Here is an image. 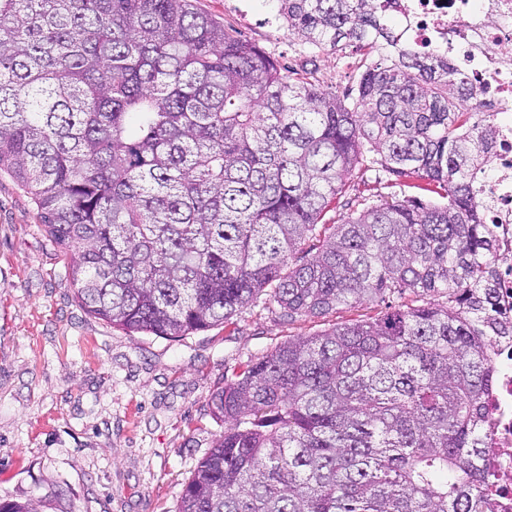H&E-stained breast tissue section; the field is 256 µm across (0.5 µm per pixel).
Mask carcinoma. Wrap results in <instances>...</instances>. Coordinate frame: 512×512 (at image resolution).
Listing matches in <instances>:
<instances>
[{"label": "carcinoma", "instance_id": "1", "mask_svg": "<svg viewBox=\"0 0 512 512\" xmlns=\"http://www.w3.org/2000/svg\"><path fill=\"white\" fill-rule=\"evenodd\" d=\"M280 12L304 43L357 44L352 105L196 0H0V171L71 252L82 307L128 334L188 336L266 291L290 318L445 298L290 339L216 390L224 434L178 512H488V346L512 341L476 184L491 122L384 0ZM368 162L446 202L322 223Z\"/></svg>", "mask_w": 512, "mask_h": 512}]
</instances>
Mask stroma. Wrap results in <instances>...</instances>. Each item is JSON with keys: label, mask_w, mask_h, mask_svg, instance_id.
I'll list each match as a JSON object with an SVG mask.
<instances>
[{"label": "stroma", "mask_w": 512, "mask_h": 512, "mask_svg": "<svg viewBox=\"0 0 512 512\" xmlns=\"http://www.w3.org/2000/svg\"><path fill=\"white\" fill-rule=\"evenodd\" d=\"M278 65L311 73L344 99L362 58L289 35L279 0H197ZM421 179L369 170L347 180L323 217L352 205L432 194ZM68 250L45 232L30 196L0 172V499L37 512H177L197 463L224 432L213 392L282 343L409 303L284 316L269 296L221 324L170 340L130 335L84 311L66 280Z\"/></svg>", "instance_id": "obj_1"}]
</instances>
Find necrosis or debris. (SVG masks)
Segmentation results:
<instances>
[{"label":"necrosis or debris","mask_w":512,"mask_h":512,"mask_svg":"<svg viewBox=\"0 0 512 512\" xmlns=\"http://www.w3.org/2000/svg\"><path fill=\"white\" fill-rule=\"evenodd\" d=\"M403 42L418 54L446 58L481 102L496 112L490 164L481 177L484 220L499 252L512 253V0H389ZM496 368L486 400L494 512H512V344L495 342Z\"/></svg>","instance_id":"obj_1"}]
</instances>
